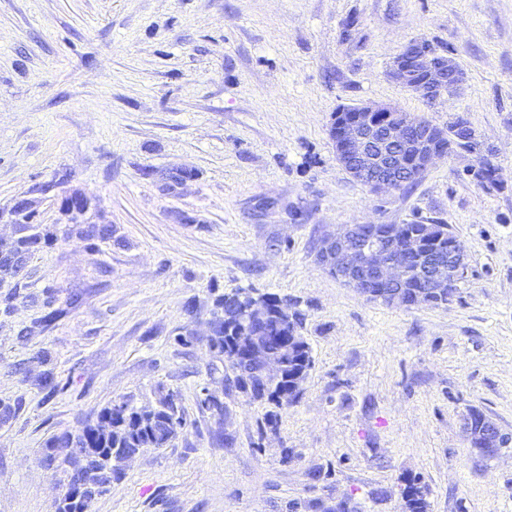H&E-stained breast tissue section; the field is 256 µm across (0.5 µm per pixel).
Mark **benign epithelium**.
I'll list each match as a JSON object with an SVG mask.
<instances>
[{
	"label": "benign epithelium",
	"instance_id": "benign-epithelium-1",
	"mask_svg": "<svg viewBox=\"0 0 512 512\" xmlns=\"http://www.w3.org/2000/svg\"><path fill=\"white\" fill-rule=\"evenodd\" d=\"M390 77L405 89L428 102L457 91L448 59L410 41L394 57ZM330 135L336 159L360 184L374 192L401 188L406 179L420 180L436 160L447 156L439 141L447 130L433 125L421 115L404 112L390 105L365 102L336 111ZM397 224H341L336 233L325 237L318 249V260L338 281L370 301L405 306H446L452 302L458 284L465 276L467 254L458 242L439 250L437 228L426 224L407 238L408 245L395 242ZM420 272L419 287L411 294L394 287L414 272ZM238 319L232 309L213 312L206 320L212 333L223 321ZM283 362L271 357L260 344L246 354L242 370L259 377L256 392L265 394L269 382L281 374ZM484 426L479 452L493 456L512 444V436L485 421L476 409L463 418L467 440L473 439L475 422Z\"/></svg>",
	"mask_w": 512,
	"mask_h": 512
}]
</instances>
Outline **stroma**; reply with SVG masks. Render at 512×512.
Returning a JSON list of instances; mask_svg holds the SVG:
<instances>
[{
    "label": "stroma",
    "mask_w": 512,
    "mask_h": 512,
    "mask_svg": "<svg viewBox=\"0 0 512 512\" xmlns=\"http://www.w3.org/2000/svg\"><path fill=\"white\" fill-rule=\"evenodd\" d=\"M411 40L454 58L455 96L389 78ZM362 102L467 117L500 182L459 150L371 192L329 137ZM72 192L111 239L62 223ZM21 200L57 239L0 308V512H54L47 441L167 392L184 430L92 512H407L408 475L428 512H512V450L481 455L461 431L476 408L512 435V0H0V212ZM410 222L466 247L448 306L365 300L316 260L337 225ZM236 291L305 315L312 367L291 405L246 400L207 345L214 299ZM46 369L50 396L31 383Z\"/></svg>",
    "instance_id": "1"
}]
</instances>
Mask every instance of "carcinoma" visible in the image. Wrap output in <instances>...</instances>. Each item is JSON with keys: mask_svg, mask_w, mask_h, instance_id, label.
Instances as JSON below:
<instances>
[{"mask_svg": "<svg viewBox=\"0 0 512 512\" xmlns=\"http://www.w3.org/2000/svg\"><path fill=\"white\" fill-rule=\"evenodd\" d=\"M448 151L459 149L475 152L479 143L475 136L460 132L457 137L446 141ZM19 221L23 229L31 233L20 238L14 251L22 253L42 243H49V235L38 231L33 215H21ZM305 314L296 309L293 320L284 321L275 313H270L265 323L248 328L242 322H227L207 338L210 349L224 356V367L234 370L236 361L247 351L249 337L266 336L269 351L281 354L284 364L285 381L270 391L263 400L276 407L295 401L300 391L289 393V380L303 368H311L312 359L308 343L300 336ZM99 421L108 425L109 431L102 432L95 424H87L75 432H64L51 439L43 449L41 462L51 469L58 481L65 487L64 500L70 499L71 489L83 483L92 470L99 471L97 488L88 493L89 502H94L105 494L112 481L122 475L120 467L102 468L97 456H112L115 448H142L144 450L165 448L186 425L177 395L168 393L150 406H134L126 401L104 408L98 415ZM403 494L406 495L407 512H428L425 492L413 477L404 478Z\"/></svg>", "mask_w": 512, "mask_h": 512, "instance_id": "carcinoma-1", "label": "carcinoma"}]
</instances>
